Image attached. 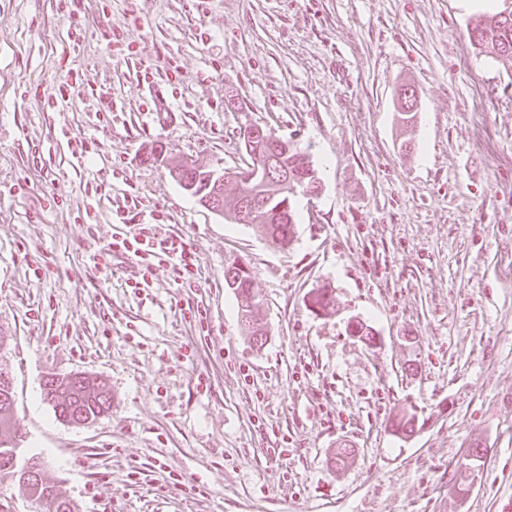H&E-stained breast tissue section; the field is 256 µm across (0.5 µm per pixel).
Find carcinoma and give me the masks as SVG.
<instances>
[{"label": "carcinoma", "instance_id": "1", "mask_svg": "<svg viewBox=\"0 0 512 512\" xmlns=\"http://www.w3.org/2000/svg\"><path fill=\"white\" fill-rule=\"evenodd\" d=\"M470 41L479 53L496 60L512 63V13L506 15L500 9L492 14H481L470 22L468 28ZM398 95L403 97L399 115L408 123L416 116L417 97L415 91L402 88ZM255 150L260 156L271 160L273 170L288 169V182L274 177L275 190H263L265 205L258 210L257 221L253 226L261 234L288 245L293 238L296 215L291 200L305 189L319 188L318 178L309 157L294 146L288 151H275L271 132H265L262 139L256 141ZM212 170L196 163H181L170 174L181 188L194 187L201 197H212L217 203L219 214L236 219V212L243 203L239 184L219 187L210 181ZM224 284L233 289L237 299L241 324L252 343L261 347L266 343L267 331L261 323V301L255 291L250 272L243 271L232 263L224 268ZM45 387L53 401L55 415L62 421L77 418H97L112 407V396L106 384L96 377L84 379L78 374L64 377H51L45 381ZM4 388L0 386V478L10 477L22 484L30 497L43 506L45 512H72L71 503L63 498L55 486L47 484L41 477V464L30 456L35 478L27 479L14 468V462L23 459V442L20 428L13 417L11 406L6 404ZM415 416L403 415L392 424L396 435H412L415 431Z\"/></svg>", "mask_w": 512, "mask_h": 512}]
</instances>
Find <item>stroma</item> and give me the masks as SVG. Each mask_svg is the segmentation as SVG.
Segmentation results:
<instances>
[{
    "label": "stroma",
    "mask_w": 512,
    "mask_h": 512,
    "mask_svg": "<svg viewBox=\"0 0 512 512\" xmlns=\"http://www.w3.org/2000/svg\"><path fill=\"white\" fill-rule=\"evenodd\" d=\"M474 15L467 0H0V369L24 456L73 512H512V63L473 48ZM70 70L80 86L56 106ZM248 124L307 152L321 182L293 198L286 246L170 174L245 166ZM157 214L197 279L164 262L135 287L120 253L104 271L112 238ZM235 261L264 303L260 348L224 286ZM76 373L112 394L83 426L44 387ZM405 411L420 428L400 437Z\"/></svg>",
    "instance_id": "1"
}]
</instances>
